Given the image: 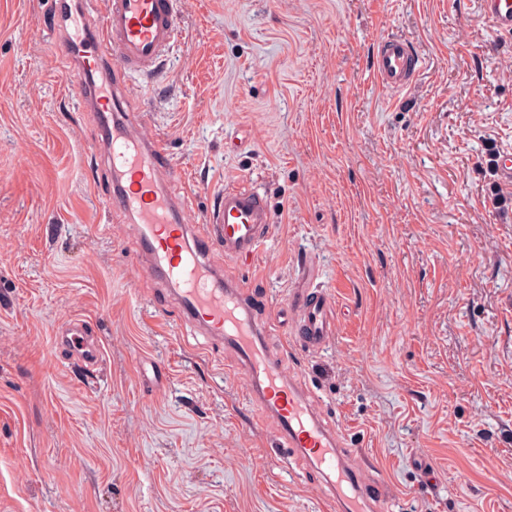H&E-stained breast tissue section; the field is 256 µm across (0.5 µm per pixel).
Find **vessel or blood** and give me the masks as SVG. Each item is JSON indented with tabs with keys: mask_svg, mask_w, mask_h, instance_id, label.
I'll return each mask as SVG.
<instances>
[{
	"mask_svg": "<svg viewBox=\"0 0 512 512\" xmlns=\"http://www.w3.org/2000/svg\"><path fill=\"white\" fill-rule=\"evenodd\" d=\"M477 6L496 30L512 31V0H477ZM53 31L60 34L68 60L82 71L150 74L181 36L178 0H102L98 19L88 0L68 10L63 0H54ZM415 65L409 44L388 37L376 52L373 72L383 90L399 92L409 86ZM123 88L119 78L108 89L89 82L82 97L90 104L111 101L118 112ZM166 155L161 138L140 136L127 121H113L107 154L115 177L111 204L130 216L137 237L149 245L143 273L173 283L176 300L193 326L223 343L248 379L251 407L272 420L276 438L324 480L337 512H374L386 492L368 471L347 464L335 428L315 412L307 388L284 361L269 352L264 323L215 260L221 253L247 263L258 254L272 224L264 192L218 185L204 224H186V195L165 187ZM289 306L292 328L305 349L320 350L333 340L329 292L300 290ZM51 345L86 365L102 363L99 343L85 320L59 325Z\"/></svg>",
	"mask_w": 512,
	"mask_h": 512,
	"instance_id": "1",
	"label": "vessel or blood"
}]
</instances>
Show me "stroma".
<instances>
[{
    "label": "stroma",
    "instance_id": "obj_1",
    "mask_svg": "<svg viewBox=\"0 0 512 512\" xmlns=\"http://www.w3.org/2000/svg\"><path fill=\"white\" fill-rule=\"evenodd\" d=\"M52 0H0V512H336L278 450L224 345L190 332L139 274L113 212L101 113L51 38ZM163 76L125 111L166 140L205 221L216 180L264 190L269 239L224 263L272 353L314 390L388 512H512V33L476 0H181ZM422 57L375 83L381 38ZM335 301L336 336L284 318L298 262ZM88 322V373L54 352ZM433 464L427 484L417 456ZM55 350L69 353L71 358L85 363L87 366L99 368L102 363V352L97 339L89 334L88 323L83 319H70L59 325L51 339Z\"/></svg>",
    "mask_w": 512,
    "mask_h": 512
}]
</instances>
